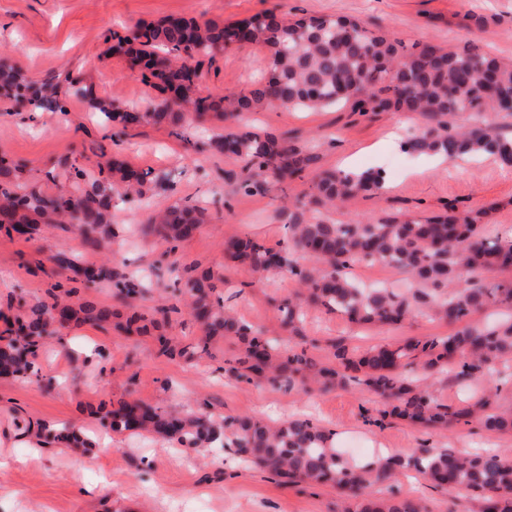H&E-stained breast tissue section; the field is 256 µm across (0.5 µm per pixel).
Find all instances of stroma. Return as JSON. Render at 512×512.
<instances>
[{
	"instance_id": "35a3bbf8",
	"label": "stroma",
	"mask_w": 512,
	"mask_h": 512,
	"mask_svg": "<svg viewBox=\"0 0 512 512\" xmlns=\"http://www.w3.org/2000/svg\"><path fill=\"white\" fill-rule=\"evenodd\" d=\"M294 20L305 15L344 17L404 43L420 41L443 49L472 45L512 66V0H0V58L12 60L31 81L50 75L71 76L93 86L99 96L118 99L131 111H145L154 90L125 57L111 54L113 34L136 24L184 17L233 23L268 9ZM269 51L261 45L230 48L206 70L196 92L221 96L250 87L267 69ZM258 123L287 143L316 145L320 169L381 170L391 191L350 198L331 217L380 218L400 214L431 216L447 207L480 214L491 233L512 240V169L491 157L451 164L420 177L421 159L404 153L399 136L420 130L411 112L362 115L350 109L297 110L262 107ZM215 121L207 132L186 142L169 127L150 122L120 128L103 122L89 104L71 99L68 114L42 112L0 102V155L20 165V181L55 191L71 185V166L96 172L98 155L116 157L140 170H152L142 199L119 204L115 224H141L153 209L190 202L204 208L207 221L174 252L141 238H124L102 251L86 243L77 226H45L30 238L0 232V305L23 300L48 301L54 284L70 287V273L55 260L67 250L123 274H145L150 291L134 309L172 308L166 333L191 340L198 328L175 312L173 275L159 268L175 265L211 270L226 306L258 330L281 337L276 303L295 295L296 277L270 273L258 278L249 268L224 256L226 241L250 234L265 246L286 245L285 224L277 210L284 200H307L315 171L288 185L286 198L246 195L237 186L246 179L243 163L202 148L208 135L222 132ZM55 171V180L45 177ZM303 335L293 345L310 342V354L325 360L332 341L349 348L398 343L410 337L445 335L450 328L421 318L401 327L360 328L341 315L308 309ZM239 349L236 340L216 339L213 359L186 362L158 356L152 338L129 336L114 325L73 326L46 339L39 355L42 381L0 377V512H193L203 502L208 512H342L345 502L329 486L283 483L239 464L232 449L180 448L152 436L115 433L97 410L120 399L141 400L166 410L207 408L214 416H252L285 421L307 418L336 431L345 459L365 463L381 452L451 448L466 452L496 448L512 458V434L485 431L479 424L452 430H425L401 420L370 423L379 408L370 391L353 386L320 394L245 382L221 372L225 359ZM47 424H71L92 445L35 448L19 438L15 418ZM402 496L423 499L430 512H474L470 497L433 487L407 471L394 486Z\"/></svg>"
}]
</instances>
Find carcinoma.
Segmentation results:
<instances>
[{"mask_svg": "<svg viewBox=\"0 0 512 512\" xmlns=\"http://www.w3.org/2000/svg\"><path fill=\"white\" fill-rule=\"evenodd\" d=\"M112 39L124 47L126 58L139 60L142 78L159 97L152 111L136 114L115 100L97 98L96 108L105 121L126 128L146 118L186 131L212 117L224 122V132L210 138L208 146L240 159L255 173L238 184L246 195L263 194L270 183L299 177L319 161L317 153L248 127L246 114L261 104L412 112L425 126L401 144L406 152L450 159L489 155L512 168V135L501 132L495 121L512 102V68L471 46L445 51L415 42L407 47L348 19L309 16L288 21L273 11L233 24L167 18L137 26L123 36L115 33ZM243 44L270 49L264 81L227 97L198 96L203 65L214 64L221 51ZM1 97L25 101L33 111H67L60 78L26 86L21 69L6 60L0 61ZM461 114H471L473 120L460 123ZM18 169L19 165L0 157V229L31 237L42 224H75L96 250L106 248L115 237L110 219L114 196L125 201L142 193L148 176L117 162L99 170V178L75 166L74 182H84L88 188L74 196L36 188L20 193L15 183ZM382 182L377 170H322L309 204L286 216L278 212L288 230L286 247L276 250L251 238H237L228 241L224 250L256 273L287 271L297 276L308 303L341 314L351 325L397 326L431 314L456 327L454 333L380 343L360 355L338 340L323 363L262 334L224 307L214 276L202 271L184 284L190 317L202 336L182 345L160 333L155 337L158 355L189 361L211 358L214 338L233 337L239 352L224 361V371L239 378L303 390L314 384L322 392L354 383L381 398L383 420L396 417L425 429H453L478 421L490 432L512 434V407H494L485 396L472 406L443 404L410 376L417 368L435 375L451 365L458 379L478 381L496 394L501 391L499 365L512 361V320L493 326L463 321L493 304L512 309V284L490 288L483 280L487 272L512 271V240L483 235L477 219L468 214L335 222L322 212L356 195L374 193ZM203 221V212L192 205H170L140 225L139 234L173 246L191 238ZM297 256L309 257L314 264L300 268ZM56 262L73 271L86 287L112 284L116 297L125 303L146 292L140 283L104 264L84 263L65 252L56 255ZM355 262L393 263L409 276L413 288L406 294L362 288L346 272ZM53 299L50 305L28 307L23 316L4 321L0 375L23 380L38 376L39 351L44 339L58 330L56 319H62L64 328L73 323L101 327L117 315L109 307L75 306L56 295ZM277 311L289 334L302 335L301 302L284 299ZM165 322L164 311L155 309L149 318L128 317L127 328L148 333ZM103 421L114 431L153 433L184 448L231 445L242 460L287 481L332 485L357 503L356 512H426L418 500L378 497L372 492L391 486L397 474L411 467L437 487L475 494L478 512H512V460L498 453L466 455L421 448L407 460L391 456L354 464L336 448L335 432L309 420L269 424L248 416L182 414L139 401H117Z\"/></svg>", "mask_w": 512, "mask_h": 512, "instance_id": "carcinoma-1", "label": "carcinoma"}]
</instances>
